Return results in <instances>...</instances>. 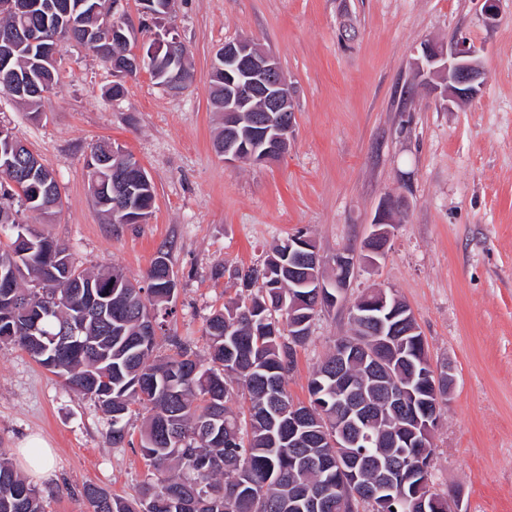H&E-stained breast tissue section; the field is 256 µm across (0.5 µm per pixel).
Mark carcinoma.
<instances>
[{
    "label": "carcinoma",
    "instance_id": "carcinoma-1",
    "mask_svg": "<svg viewBox=\"0 0 512 512\" xmlns=\"http://www.w3.org/2000/svg\"><path fill=\"white\" fill-rule=\"evenodd\" d=\"M33 8L18 15L0 9V49L11 57L0 68V93L24 105L33 117L41 113L44 94L56 84L57 42L91 45L105 64L126 51L108 18L109 0H32ZM32 28L41 41L10 40ZM143 64L155 83L165 86L171 67L169 45L152 40ZM262 112H245L237 129L242 157L262 149L264 132L275 134L277 120L257 126ZM34 153L8 151L0 138V197L17 198L25 211L50 216L62 205L60 187L46 164L30 165ZM109 158L108 164L101 158ZM91 192L95 205L111 224H136L152 213L154 184L141 180V166L122 145L103 141L91 147ZM23 225L19 211L0 204V230L9 229V243L0 246V343L24 349L50 372L65 379L76 392L93 399L111 417L109 441L114 447L132 444L127 425L135 408L147 412L141 432V454L156 475L134 501L115 497L87 484L83 495L94 512H348L362 506L369 512L366 489L377 482L371 462L383 459L395 472L391 485L378 498L388 512H410L421 491L418 466H431L434 449L417 447L412 437L402 448L372 442L362 448H334L326 433L350 426L343 406L337 371L356 379L373 403V418L405 425L386 403L388 386L403 382L412 364H421V337L393 336L385 358L372 353L378 337L352 327L360 343L347 360L331 351L308 381L307 423L288 428V376L296 348L308 341L291 326L314 314L313 281L324 268L305 265L284 240L263 260L235 270L239 286L224 307L209 314L205 333L207 357L177 336H169L171 353L154 355L157 337L143 333L150 316L163 327L173 314L177 294L168 288L172 264L166 252L152 262L147 286L133 283L123 269L89 272L74 265L67 249L38 232L19 240ZM85 311L90 319L75 341L59 346L55 336L67 335L69 323ZM39 323L26 343L28 329ZM250 402L240 418L229 403L237 397ZM417 413L425 416L433 404L448 401V385L434 386L424 376L417 387ZM171 419L177 436L161 438L160 424ZM0 512H45L39 490L0 453Z\"/></svg>",
    "mask_w": 512,
    "mask_h": 512
}]
</instances>
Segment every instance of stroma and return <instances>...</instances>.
I'll list each match as a JSON object with an SVG mask.
<instances>
[{
    "mask_svg": "<svg viewBox=\"0 0 512 512\" xmlns=\"http://www.w3.org/2000/svg\"><path fill=\"white\" fill-rule=\"evenodd\" d=\"M165 27L187 48L194 81L180 96L148 72L112 102V71L84 47L57 48L59 82L39 119L0 94V127L54 171L62 206L25 223L67 247L76 266L122 268L143 281L158 252L178 281L167 334L206 353L205 320L224 305L231 270L307 231L321 254L360 251L380 204L400 197L391 241L359 265L352 294L384 288L413 311L432 359L454 386L434 432L432 483L463 512H512V0L486 24L478 0H177ZM250 37L273 54L295 103L292 145L279 161L230 168L213 147L210 102L218 47ZM462 38L485 70L478 92L446 100L420 67L424 43ZM125 146L149 173L144 224H109L90 193L94 143ZM224 264L227 273L213 278ZM340 310L320 313L288 378L294 402L337 337ZM110 422L21 348L0 344V451L26 437L53 451L35 479L46 512H90L87 484L133 499L153 481L135 447H112Z\"/></svg>",
    "mask_w": 512,
    "mask_h": 512,
    "instance_id": "1",
    "label": "stroma"
}]
</instances>
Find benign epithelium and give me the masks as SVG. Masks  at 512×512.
<instances>
[{
  "label": "benign epithelium",
  "mask_w": 512,
  "mask_h": 512,
  "mask_svg": "<svg viewBox=\"0 0 512 512\" xmlns=\"http://www.w3.org/2000/svg\"><path fill=\"white\" fill-rule=\"evenodd\" d=\"M216 54L224 58V62L233 64L232 69L224 70V77L230 79L229 87L232 89V92L224 93L223 112L226 127H234L238 113L247 111L257 97L263 99L265 112L291 111L288 82L279 62L272 54L259 48L250 39L226 43L216 51ZM144 55L145 48L141 47L132 51V58L125 62L112 63L113 77L120 79L119 69L124 67L141 68ZM423 56L426 62L425 69L443 85V95L447 99L460 101L475 95L480 79L485 76L477 52L464 40L456 41L449 49L427 43L423 47ZM289 145V132L282 131L274 137L272 147L253 157V163L272 161L276 155L286 152ZM404 206L403 199L390 198L379 208L377 218L372 224V231L367 236V262L373 263L377 257L384 254L390 242L391 227L396 223L395 217L402 212ZM297 245L305 250L302 254L305 263L315 267L327 265L336 270L335 277L319 282V295L326 294L331 288L336 289V308L350 313L352 319L371 318L367 309L380 308L386 305L390 298L402 306L406 313L405 321L393 327L378 325L377 335L383 337L382 344H388L385 337L396 335V330L403 326L407 327L408 334L420 332L410 307L395 293L389 294L386 290L377 288L360 296L351 294L350 287L358 266L355 254L343 251L326 259L317 249L307 246L302 240L297 241ZM414 399L415 394L409 387L398 385L388 388L387 401L398 410H406L407 405Z\"/></svg>",
  "instance_id": "benign-epithelium-1"
}]
</instances>
